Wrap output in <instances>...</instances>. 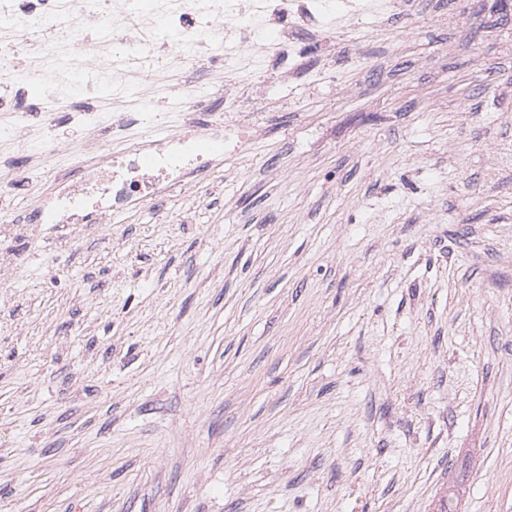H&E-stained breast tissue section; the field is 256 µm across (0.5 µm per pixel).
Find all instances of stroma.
<instances>
[{"label":"stroma","instance_id":"35a3bbf8","mask_svg":"<svg viewBox=\"0 0 512 512\" xmlns=\"http://www.w3.org/2000/svg\"><path fill=\"white\" fill-rule=\"evenodd\" d=\"M304 68L166 209L0 233V512H512V0Z\"/></svg>","mask_w":512,"mask_h":512}]
</instances>
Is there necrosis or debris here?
I'll use <instances>...</instances> for the list:
<instances>
[{"label":"necrosis or debris","instance_id":"1","mask_svg":"<svg viewBox=\"0 0 512 512\" xmlns=\"http://www.w3.org/2000/svg\"><path fill=\"white\" fill-rule=\"evenodd\" d=\"M384 17L377 0H0V89L49 82L52 97L14 105L0 121V186L20 182L29 224H121L157 207L174 189L219 171L251 126L247 94L278 60L283 77L301 75L298 30L334 35L336 14ZM179 37H160L161 25ZM208 67L196 80L172 83L168 72L197 59ZM215 87L224 112L197 121L198 86ZM111 89L112 111L80 112L85 88ZM179 101V112L164 110ZM74 108L83 140L62 147L54 128L60 110ZM239 114L236 128L225 112ZM66 171L50 191L15 171L10 148Z\"/></svg>","mask_w":512,"mask_h":512}]
</instances>
